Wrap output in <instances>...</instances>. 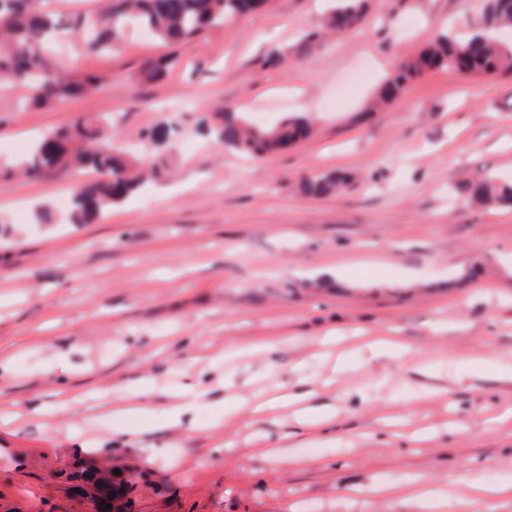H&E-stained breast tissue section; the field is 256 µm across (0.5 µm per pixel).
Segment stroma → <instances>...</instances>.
I'll return each instance as SVG.
<instances>
[{"mask_svg":"<svg viewBox=\"0 0 512 512\" xmlns=\"http://www.w3.org/2000/svg\"><path fill=\"white\" fill-rule=\"evenodd\" d=\"M326 5L274 0L176 46L154 82L138 72L159 42L131 31L88 54L65 35L55 62L104 76L100 89L24 108L23 90L0 88V166L82 115L112 113L123 144L170 111L183 127L161 179L88 224L36 219L71 177L0 175V417L16 418L0 426V512H92L64 478L91 462L137 477L124 512H413L423 477L455 495L512 482V380L498 374L512 368V209L450 193L512 179V79L437 70L368 109L432 34L466 33L482 0H372L360 31L306 51ZM272 46L285 63L260 67ZM228 103L271 123L305 115L313 134L259 162L217 149L197 120ZM332 170L351 179L343 194L298 192ZM328 329L336 344H322ZM383 331L411 353L359 366L348 336ZM340 353L351 368L335 383ZM148 376L150 413L101 405ZM186 377L209 393L171 429L164 392ZM62 382L92 420L61 411L50 434L42 411ZM449 383L450 399L422 395ZM300 385L336 409L333 426L220 420L226 387L242 408ZM388 485L397 496L373 495Z\"/></svg>","mask_w":512,"mask_h":512,"instance_id":"1","label":"stroma"}]
</instances>
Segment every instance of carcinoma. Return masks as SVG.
Here are the masks:
<instances>
[{
	"instance_id": "cac0c4a2",
	"label": "carcinoma",
	"mask_w": 512,
	"mask_h": 512,
	"mask_svg": "<svg viewBox=\"0 0 512 512\" xmlns=\"http://www.w3.org/2000/svg\"><path fill=\"white\" fill-rule=\"evenodd\" d=\"M98 12L63 18L61 13L41 9V0H0V82L27 88L34 105L62 102L78 93L99 88L104 78L91 71L66 73L46 58L49 44L60 33L77 38L84 52L101 54L119 45L127 31L145 30L165 44L196 37L208 29L224 27L231 19L270 4L271 0H104ZM334 5L318 30L306 34L305 44L319 46L326 34L356 32L370 11V0H333ZM512 29V0H483L479 16L466 37L440 30L412 59L386 79L377 103H387L408 84L436 69L455 70V63L469 48L466 74L512 77V42L498 33ZM173 55L148 61L141 78L155 81L176 65ZM200 124L214 145L252 159H262L310 134L311 121L301 115H284L271 126L255 124L248 113L227 104ZM179 126L167 119L142 130L135 150L114 143L112 117L100 113L78 118L72 125L50 130L36 138L11 171L37 180L52 171L69 172L76 182L68 220L87 224L112 211L140 189L147 174H156L160 151H173ZM347 180L334 173L312 174L300 181L304 193L313 197L342 191ZM453 192L470 204L491 208L512 207V182L491 175L468 178L454 185ZM93 481L95 491L88 501L97 509L112 503L110 496H123L129 484L114 474Z\"/></svg>"
}]
</instances>
